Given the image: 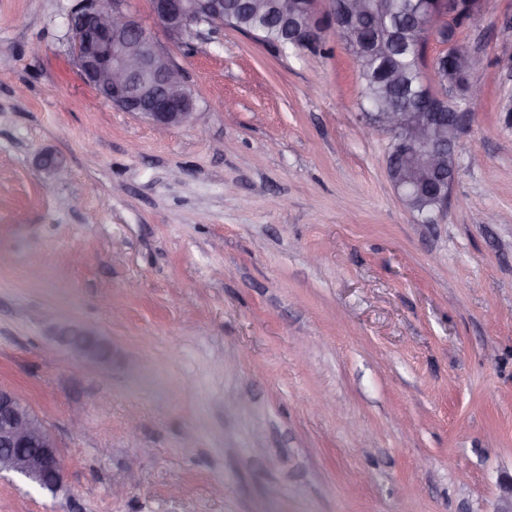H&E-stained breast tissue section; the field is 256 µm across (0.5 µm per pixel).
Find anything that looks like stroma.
<instances>
[{"instance_id": "stroma-1", "label": "stroma", "mask_w": 512, "mask_h": 512, "mask_svg": "<svg viewBox=\"0 0 512 512\" xmlns=\"http://www.w3.org/2000/svg\"><path fill=\"white\" fill-rule=\"evenodd\" d=\"M78 2L0 0V387L65 474L0 475V512H512V0L458 31L485 95L430 224L391 134H359L334 27L315 50L180 44L130 0L196 100L159 133L80 79ZM64 338L67 339L69 342L68 345L70 346L71 350L74 354H76L79 357H84L87 359H97L88 349L87 345L79 341L78 339L70 340L68 339V336H86L91 339H97L98 341L104 343L105 345L109 346V344L101 337L99 336L94 330L90 328H73L68 329L63 334Z\"/></svg>"}]
</instances>
